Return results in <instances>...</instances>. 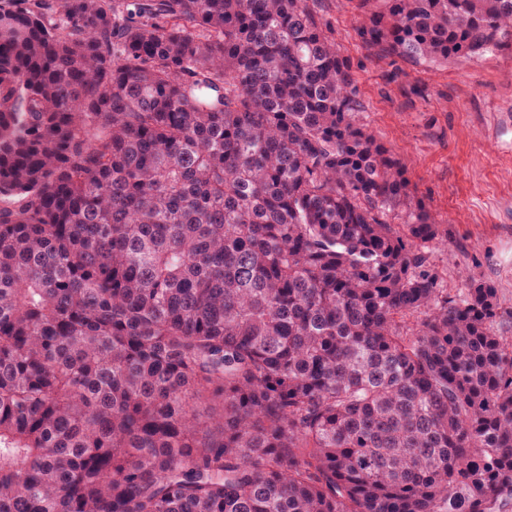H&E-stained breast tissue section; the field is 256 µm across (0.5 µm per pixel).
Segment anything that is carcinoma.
<instances>
[{
	"label": "carcinoma",
	"instance_id": "obj_1",
	"mask_svg": "<svg viewBox=\"0 0 512 512\" xmlns=\"http://www.w3.org/2000/svg\"><path fill=\"white\" fill-rule=\"evenodd\" d=\"M311 0H0V512H507L512 340ZM512 56V0H347Z\"/></svg>",
	"mask_w": 512,
	"mask_h": 512
}]
</instances>
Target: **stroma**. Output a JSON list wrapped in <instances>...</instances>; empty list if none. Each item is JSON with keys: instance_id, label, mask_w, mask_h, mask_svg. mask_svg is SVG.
Returning a JSON list of instances; mask_svg holds the SVG:
<instances>
[{"instance_id": "obj_1", "label": "stroma", "mask_w": 512, "mask_h": 512, "mask_svg": "<svg viewBox=\"0 0 512 512\" xmlns=\"http://www.w3.org/2000/svg\"><path fill=\"white\" fill-rule=\"evenodd\" d=\"M316 8L352 63L366 121L449 221L448 244L433 253L449 290L460 287L466 269L493 281L508 312L497 331L512 336V58L393 69L362 46L345 0H318Z\"/></svg>"}]
</instances>
